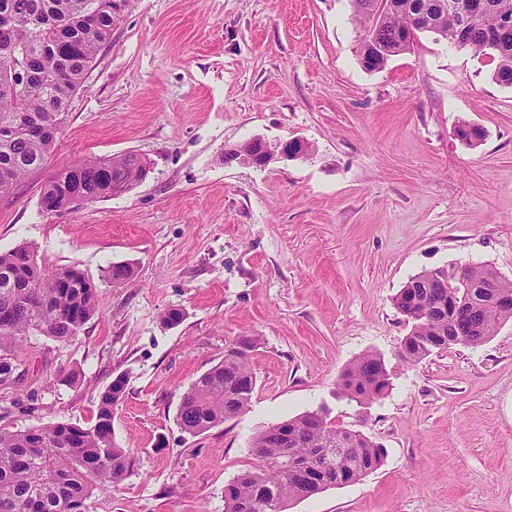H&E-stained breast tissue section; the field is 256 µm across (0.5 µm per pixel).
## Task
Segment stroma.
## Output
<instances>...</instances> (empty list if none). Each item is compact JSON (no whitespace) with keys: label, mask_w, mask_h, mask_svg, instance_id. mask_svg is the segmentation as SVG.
Returning <instances> with one entry per match:
<instances>
[{"label":"stroma","mask_w":512,"mask_h":512,"mask_svg":"<svg viewBox=\"0 0 512 512\" xmlns=\"http://www.w3.org/2000/svg\"><path fill=\"white\" fill-rule=\"evenodd\" d=\"M112 14L48 166L0 196V251L29 244L45 268H78L100 310L70 342L28 338L0 417L84 427L127 375L113 431L137 466L86 512H224L253 436L320 407L385 456L290 512H512V320L403 365L409 327L392 302L443 267L512 280V87L493 81L495 61L425 34L366 71L350 0H115ZM461 120L485 129L479 146L455 137ZM256 137L311 151L225 163L226 146ZM126 152L150 164L131 192L42 213L52 174ZM114 263L132 279H102ZM172 308L184 319L167 328ZM244 336L248 410L184 433L180 393ZM366 353L395 372L362 409L336 383ZM71 370L73 385L59 377Z\"/></svg>","instance_id":"stroma-1"}]
</instances>
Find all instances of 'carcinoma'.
<instances>
[{"instance_id": "carcinoma-1", "label": "carcinoma", "mask_w": 512, "mask_h": 512, "mask_svg": "<svg viewBox=\"0 0 512 512\" xmlns=\"http://www.w3.org/2000/svg\"><path fill=\"white\" fill-rule=\"evenodd\" d=\"M93 0H0V195L12 191L27 174L44 168L62 130L58 118L80 87L102 45L112 34V5L99 9ZM351 0L363 29L358 52L367 71L411 49L421 34L497 60L493 79L512 87V38L497 40L500 20L512 18V0ZM389 41L386 54L370 56V38ZM455 135L478 146L485 130L461 120ZM143 159L133 152L88 160L57 171L40 195L42 211L57 214L74 200L112 195L138 177ZM444 288L417 289L408 303L406 288L393 298L411 328L401 341L399 359L407 364L445 350L448 343L479 345L512 320V308L489 302L483 288L493 277L501 290L506 281L489 266L434 270ZM112 282L131 279L127 264L102 271ZM468 300L448 309V296ZM100 307L96 286L75 267L50 271L39 265L35 247L21 245L0 252V386L15 383L17 349L30 336L67 342ZM248 336L224 351L179 398L176 421L198 436L239 416L255 388ZM392 370L383 357L365 354L341 373L337 394L359 405L382 398ZM127 378L116 375L99 395L93 424L80 427L52 421L26 430L0 424V512H85L93 494L116 487L134 472L136 459L114 439V412L124 401ZM253 466L224 485V512H288L294 503L355 482L381 466L383 449L359 430L336 427L324 409L308 411L259 430L250 445Z\"/></svg>"}]
</instances>
